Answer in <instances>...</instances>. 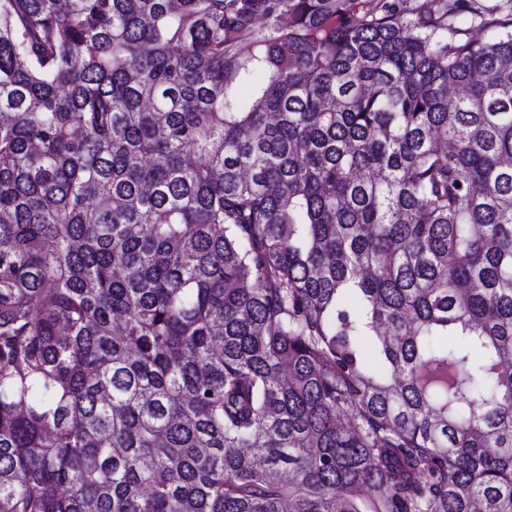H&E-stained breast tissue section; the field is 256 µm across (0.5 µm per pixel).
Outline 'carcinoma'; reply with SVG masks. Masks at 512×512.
<instances>
[{
	"label": "carcinoma",
	"mask_w": 512,
	"mask_h": 512,
	"mask_svg": "<svg viewBox=\"0 0 512 512\" xmlns=\"http://www.w3.org/2000/svg\"><path fill=\"white\" fill-rule=\"evenodd\" d=\"M468 2L0 0V512H512Z\"/></svg>",
	"instance_id": "1"
}]
</instances>
